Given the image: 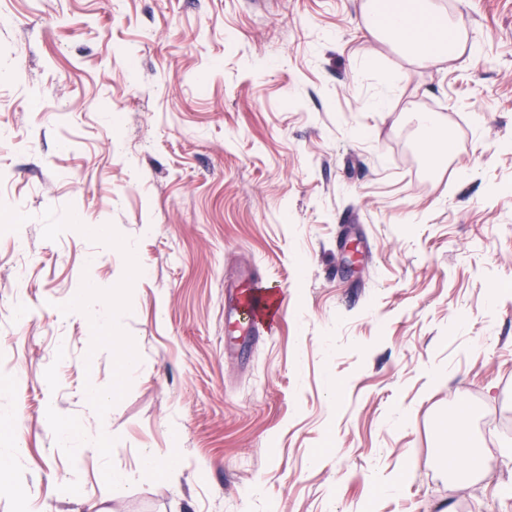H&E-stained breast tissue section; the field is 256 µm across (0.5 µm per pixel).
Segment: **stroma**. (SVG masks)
<instances>
[{
  "label": "stroma",
  "instance_id": "obj_1",
  "mask_svg": "<svg viewBox=\"0 0 512 512\" xmlns=\"http://www.w3.org/2000/svg\"><path fill=\"white\" fill-rule=\"evenodd\" d=\"M442 2L474 52L430 66L353 0H0V512H512V0ZM245 271L272 334L224 322ZM82 291L84 295L73 304L72 310L93 313L98 322L109 324L112 321V308H114L112 298L103 303H96L87 298L88 289H82ZM173 457L167 452L155 448H147L142 454L140 466L136 470L113 472L111 481L113 484H121L127 487L135 486L145 474H164L173 470Z\"/></svg>",
  "mask_w": 512,
  "mask_h": 512
}]
</instances>
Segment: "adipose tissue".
Segmentation results:
<instances>
[{
    "instance_id": "adipose-tissue-1",
    "label": "adipose tissue",
    "mask_w": 512,
    "mask_h": 512,
    "mask_svg": "<svg viewBox=\"0 0 512 512\" xmlns=\"http://www.w3.org/2000/svg\"><path fill=\"white\" fill-rule=\"evenodd\" d=\"M360 22L374 39L404 59L423 65L444 64L463 56L468 44L458 23L439 11L433 0H409L388 10L375 0H357Z\"/></svg>"
}]
</instances>
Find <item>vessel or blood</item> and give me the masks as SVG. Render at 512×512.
<instances>
[{
    "instance_id": "obj_1",
    "label": "vessel or blood",
    "mask_w": 512,
    "mask_h": 512,
    "mask_svg": "<svg viewBox=\"0 0 512 512\" xmlns=\"http://www.w3.org/2000/svg\"><path fill=\"white\" fill-rule=\"evenodd\" d=\"M224 311L246 335L270 334L280 311L277 293L257 287L255 280L229 279L224 283Z\"/></svg>"
}]
</instances>
